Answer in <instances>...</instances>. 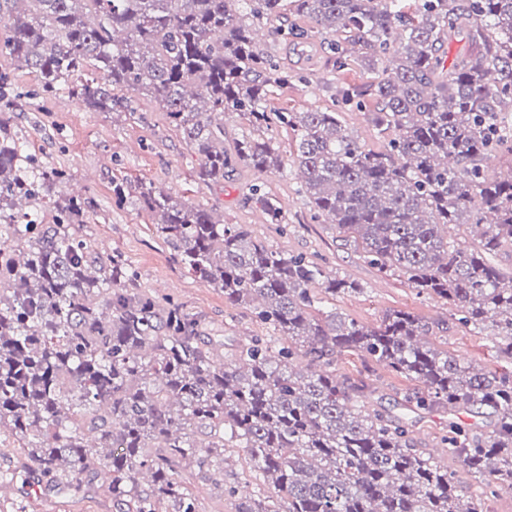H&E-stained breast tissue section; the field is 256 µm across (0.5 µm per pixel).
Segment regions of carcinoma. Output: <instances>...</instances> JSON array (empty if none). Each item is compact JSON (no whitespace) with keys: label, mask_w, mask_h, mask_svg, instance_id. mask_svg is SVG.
Segmentation results:
<instances>
[{"label":"carcinoma","mask_w":512,"mask_h":512,"mask_svg":"<svg viewBox=\"0 0 512 512\" xmlns=\"http://www.w3.org/2000/svg\"><path fill=\"white\" fill-rule=\"evenodd\" d=\"M0 0V55L33 69L45 96L67 93L95 112L124 107L118 95L152 97L201 158L215 185L244 164L278 169L271 142L253 135L289 127L301 188L341 241L380 271L459 308L461 320L496 336L512 354V276L488 256L512 248V175L488 161L512 155V0ZM305 16L324 36L340 72L353 62L393 72L367 88H341L336 102L362 107L391 138L367 150L337 111L270 112L269 89L288 73L251 36L263 19ZM465 48L446 64L445 46ZM250 132L224 149V113ZM69 179L34 171L0 112V430L23 441L29 467L54 491L102 482L119 512H199L188 467L224 474L228 448H242L268 487L264 503L237 512H484L434 464L403 419L369 411L364 386L336 375L345 350L367 354L419 384L408 406L487 409L489 435L448 424V454L491 489L512 490V375L464 366L427 340L409 313L369 328L320 298L355 285L304 256L271 250L245 224H225L151 187L141 206L195 278L224 292L280 334L254 339L227 362L224 346L178 305L136 289L122 257L79 235L85 202H56L38 224L18 202ZM270 223L275 200L259 192ZM479 230L472 249L448 226ZM298 353L306 371H295Z\"/></svg>","instance_id":"cac0c4a2"}]
</instances>
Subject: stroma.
Wrapping results in <instances>:
<instances>
[{
	"mask_svg": "<svg viewBox=\"0 0 512 512\" xmlns=\"http://www.w3.org/2000/svg\"><path fill=\"white\" fill-rule=\"evenodd\" d=\"M296 23L309 33L300 48L274 35L277 20L262 24L266 35L257 42L259 52L276 59L290 75L287 83L274 86L267 102L270 110H329L337 107L341 87H365L376 80V72L357 62L343 71H332L321 37L312 31V22L300 17ZM0 70L10 72L18 93L11 109L19 141L43 167L62 168L70 175L66 184L47 192L37 205L42 222L53 223V202L58 195H81L87 206L82 233L93 248L120 253L136 271L143 291L161 301H174L186 313L204 321L211 335L221 337L225 357H232L251 338L275 341L279 334L250 310L228 306L220 289L199 281L178 263L159 235L153 215L138 201L142 186L163 190L185 205L211 210L225 223L249 225L254 235L273 250L306 256L327 272L357 283L358 291L336 297L335 307L342 316L373 327L386 313L409 312L439 327L435 344L461 363L500 374L512 373V358L501 353L489 331L463 324L455 306L419 292L406 278L387 275L368 263L359 251L341 246L335 227L317 219L300 192L295 138L288 127L274 125L264 133L280 154L281 168L259 172L240 165L223 184L213 185L199 179L198 155L149 97L129 90L125 93L127 110L92 112L80 100L65 94L51 98L36 95L35 73L7 57L0 56ZM374 109L373 99L368 98L362 108H341L340 118L360 144L379 151L389 136L372 122ZM117 183L126 187V198L120 203L112 195ZM257 186L277 201L282 210L281 223H269L260 205L253 203L251 193ZM336 372L365 384L367 408H382L403 417L418 447L434 461H445L443 439L449 422H458L476 436L491 430L489 418L481 413L462 410L451 415L443 408L406 409L401 399L416 389V382L363 353L339 354ZM227 459L223 482L204 474L194 479L193 490L201 512H236L241 498L258 491L245 452H228ZM24 463L19 443L0 432V512H115L111 497L102 487L77 494L25 488ZM447 463L459 490L482 499L485 512H512V490L489 492L485 483L460 463Z\"/></svg>",
	"mask_w": 512,
	"mask_h": 512,
	"instance_id": "1",
	"label": "stroma"
}]
</instances>
